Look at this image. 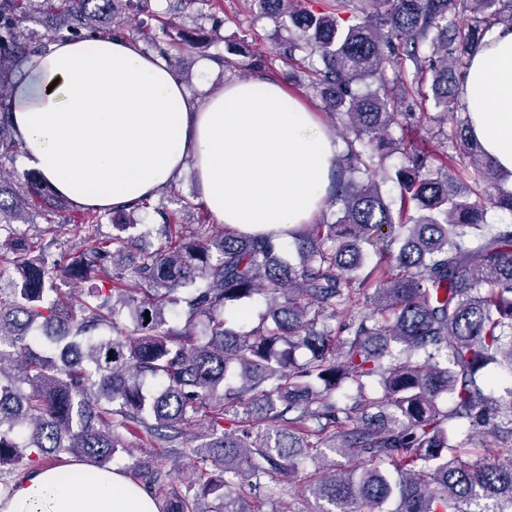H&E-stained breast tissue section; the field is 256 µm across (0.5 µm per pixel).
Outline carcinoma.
Returning <instances> with one entry per match:
<instances>
[{"label": "carcinoma", "instance_id": "carcinoma-1", "mask_svg": "<svg viewBox=\"0 0 512 512\" xmlns=\"http://www.w3.org/2000/svg\"><path fill=\"white\" fill-rule=\"evenodd\" d=\"M39 2L44 32L29 33ZM117 2L0 0V465L21 476L65 454L107 470L135 428L195 463L194 481L164 453L128 467L158 512H260L246 490L268 481L304 486L319 512H385L391 500L390 512H512V224L484 219L489 207L512 214V190L468 119L445 129L485 34L512 28V0H365L370 11L333 0L319 13L252 0L307 63L288 81L353 135L332 215L291 232L296 263L271 236L166 221L164 242L130 266L123 212L108 241L100 212L79 210V252L50 216L49 242L16 235L32 198L58 194L3 172L21 149L15 67L64 28L141 32L133 16L112 23ZM406 98L434 113L401 111ZM424 120L446 149L438 166L389 134ZM396 153L395 208L375 174ZM65 278L89 284L84 297L59 288ZM114 279L123 287H103ZM256 296L261 327L230 326L226 308ZM200 412L210 427L197 436ZM328 450L343 469L308 471Z\"/></svg>", "mask_w": 512, "mask_h": 512}]
</instances>
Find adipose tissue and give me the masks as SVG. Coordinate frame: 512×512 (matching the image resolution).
Masks as SVG:
<instances>
[{"label":"adipose tissue","instance_id":"adipose-tissue-1","mask_svg":"<svg viewBox=\"0 0 512 512\" xmlns=\"http://www.w3.org/2000/svg\"><path fill=\"white\" fill-rule=\"evenodd\" d=\"M12 122L23 162L74 204L124 210L185 168L217 223L245 235L312 223L330 185L336 141L279 83L237 79L199 100L165 57L125 37L53 39L12 75ZM470 127L512 172V30L489 32L471 57ZM0 512H158L123 473L83 461L26 474Z\"/></svg>","mask_w":512,"mask_h":512}]
</instances>
